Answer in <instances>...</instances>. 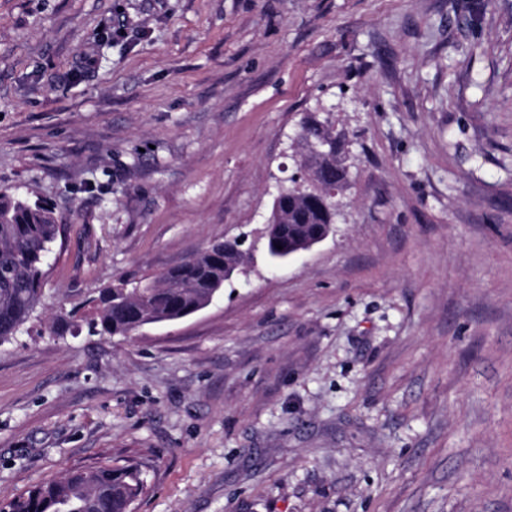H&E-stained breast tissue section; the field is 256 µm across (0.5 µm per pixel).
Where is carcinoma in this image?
Here are the masks:
<instances>
[{
	"label": "carcinoma",
	"mask_w": 512,
	"mask_h": 512,
	"mask_svg": "<svg viewBox=\"0 0 512 512\" xmlns=\"http://www.w3.org/2000/svg\"><path fill=\"white\" fill-rule=\"evenodd\" d=\"M300 133V145L326 147L309 155L304 187L293 183L284 188L278 219L266 227L264 249L275 261L288 260L302 243L331 234L336 199L325 187L345 183L349 175L346 137L328 121L311 113L302 120ZM59 234L58 218L47 203H30L0 190V344L13 339L34 314ZM249 253L243 242L218 238L159 278H118L92 300L93 316L62 312L52 326L61 335L81 322L91 335L126 337L148 318L157 325L177 322L195 314L210 296L223 294L229 267H243ZM146 486L143 470L132 464L74 469L14 497L7 507L10 512H132Z\"/></svg>",
	"instance_id": "obj_1"
}]
</instances>
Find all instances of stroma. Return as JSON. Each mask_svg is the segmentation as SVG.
I'll return each mask as SVG.
<instances>
[{"label": "stroma", "instance_id": "stroma-1", "mask_svg": "<svg viewBox=\"0 0 512 512\" xmlns=\"http://www.w3.org/2000/svg\"><path fill=\"white\" fill-rule=\"evenodd\" d=\"M310 112L349 141L332 235L52 334L261 231ZM0 189L62 226L0 344V502L130 461L135 512H512V0H0ZM244 242L218 238L202 252L170 269L156 279L138 281L119 277L116 284L102 289L91 302L92 317L77 319V311L60 312L52 326L57 334L82 322L91 335L123 336L142 328L150 318L153 325H166L197 313L210 296H220L228 266L242 268L250 253ZM219 287V288H217Z\"/></svg>", "mask_w": 512, "mask_h": 512}]
</instances>
